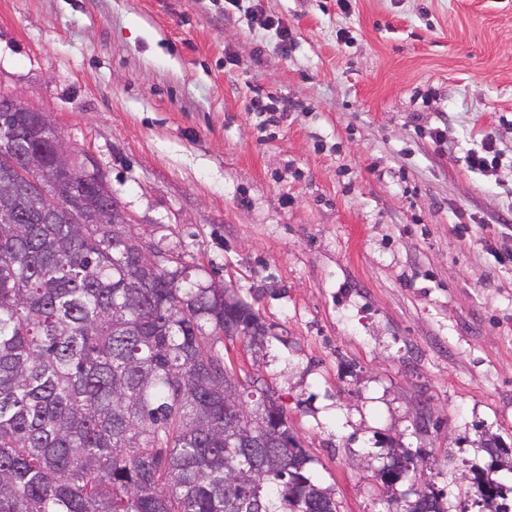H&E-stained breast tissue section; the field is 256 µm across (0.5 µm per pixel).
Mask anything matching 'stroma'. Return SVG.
Segmentation results:
<instances>
[{"label":"stroma","instance_id":"1","mask_svg":"<svg viewBox=\"0 0 512 512\" xmlns=\"http://www.w3.org/2000/svg\"><path fill=\"white\" fill-rule=\"evenodd\" d=\"M1 92L258 310L263 349L222 337L224 363L275 391L338 512H406L394 447L484 512L463 473L512 469V0H0ZM488 134L501 162L471 170ZM387 458H390L391 462L384 466L380 472L382 480L391 487L403 476L409 475V471L412 470L411 472L416 473L418 469L424 470V466H427L425 457L412 454L408 449H403V455L399 458L391 456L390 451H388Z\"/></svg>","mask_w":512,"mask_h":512}]
</instances>
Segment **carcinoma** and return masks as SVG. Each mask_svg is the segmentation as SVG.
I'll list each match as a JSON object with an SVG mask.
<instances>
[{
    "mask_svg": "<svg viewBox=\"0 0 512 512\" xmlns=\"http://www.w3.org/2000/svg\"><path fill=\"white\" fill-rule=\"evenodd\" d=\"M20 137L43 164L0 224V512H337L275 393L217 349L236 332L263 345L259 312L121 224L45 212L44 193L102 217L117 203L78 159L58 175L52 130L24 116L4 121L0 156ZM231 424L254 447L227 442ZM424 466L405 449L381 478ZM471 473L487 512H512L495 466ZM440 499L409 512H448Z\"/></svg>",
    "mask_w": 512,
    "mask_h": 512,
    "instance_id": "obj_1",
    "label": "carcinoma"
}]
</instances>
